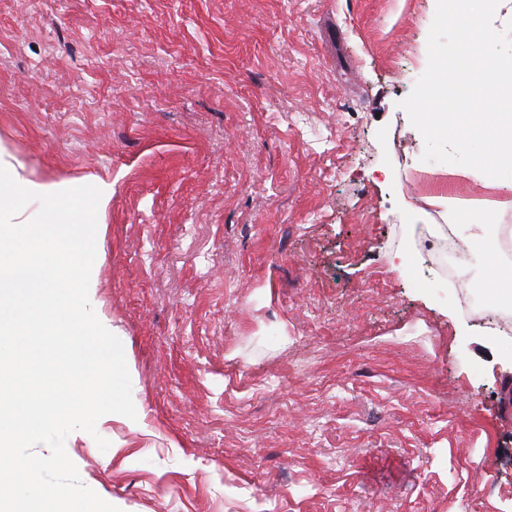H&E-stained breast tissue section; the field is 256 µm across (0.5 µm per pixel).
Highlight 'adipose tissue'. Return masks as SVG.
I'll return each instance as SVG.
<instances>
[{"mask_svg": "<svg viewBox=\"0 0 512 512\" xmlns=\"http://www.w3.org/2000/svg\"><path fill=\"white\" fill-rule=\"evenodd\" d=\"M501 0H473L465 52H447L435 41L428 56L447 59L464 78L437 112L417 115L418 128L433 152L424 166L433 176L474 181L486 197L462 201L437 195L433 205L457 213V236L474 242L485 225L512 210V42L489 22Z\"/></svg>", "mask_w": 512, "mask_h": 512, "instance_id": "1", "label": "adipose tissue"}]
</instances>
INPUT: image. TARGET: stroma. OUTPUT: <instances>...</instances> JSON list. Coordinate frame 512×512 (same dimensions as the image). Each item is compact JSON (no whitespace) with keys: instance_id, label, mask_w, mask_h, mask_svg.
Wrapping results in <instances>:
<instances>
[{"instance_id":"stroma-1","label":"stroma","mask_w":512,"mask_h":512,"mask_svg":"<svg viewBox=\"0 0 512 512\" xmlns=\"http://www.w3.org/2000/svg\"><path fill=\"white\" fill-rule=\"evenodd\" d=\"M430 6L0 0V162L109 188L137 417L67 454L120 512H512V334L426 276Z\"/></svg>"}]
</instances>
